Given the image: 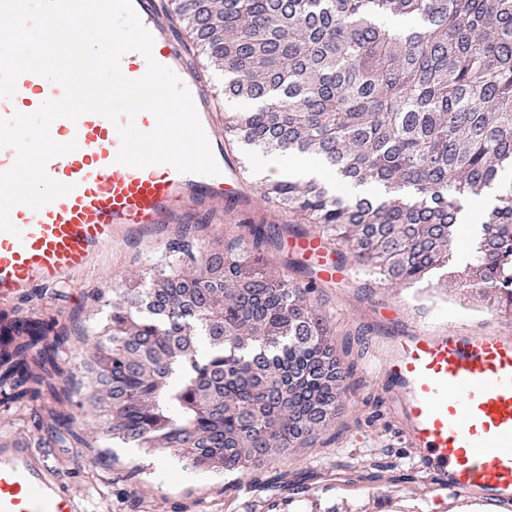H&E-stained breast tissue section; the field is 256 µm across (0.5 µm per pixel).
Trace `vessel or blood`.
<instances>
[{"label": "vessel or blood", "instance_id": "obj_1", "mask_svg": "<svg viewBox=\"0 0 512 512\" xmlns=\"http://www.w3.org/2000/svg\"><path fill=\"white\" fill-rule=\"evenodd\" d=\"M153 37L151 57L131 51L120 60L130 79L149 61L171 69L192 96L219 175L182 174L167 164L134 168L117 163L120 138L107 118L88 113L55 120L59 143L74 152L50 159L48 174L71 185L69 194L34 210L19 204L10 218L16 233L0 232V306L10 307L36 289L72 281L118 239L203 220L241 204L243 180L224 151L220 115L211 90L192 62L188 45L157 0H133ZM63 95L61 86L22 74L12 98H0V118L30 114ZM380 375L397 398L401 434L419 452L437 491L512 506V333L418 330L386 350ZM88 493L70 480L47 448L9 418L0 419V512H88Z\"/></svg>", "mask_w": 512, "mask_h": 512}]
</instances>
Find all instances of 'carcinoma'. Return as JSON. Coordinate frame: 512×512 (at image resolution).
<instances>
[{
	"label": "carcinoma",
	"instance_id": "carcinoma-1",
	"mask_svg": "<svg viewBox=\"0 0 512 512\" xmlns=\"http://www.w3.org/2000/svg\"><path fill=\"white\" fill-rule=\"evenodd\" d=\"M178 11L224 66V95L257 102L224 134L383 188L347 197L290 177L265 199L336 237L337 262L383 285L448 268L463 203L512 168V0H178ZM246 228L249 246L178 236L145 287L113 289L101 333L75 337L56 312L0 316V394L34 409L36 447L74 443L99 462L112 439L220 475L287 459L328 430L352 366L314 281L271 275L256 251L274 236ZM461 276L512 306V190L473 215ZM75 341L94 372L81 398L60 362ZM77 409L95 426L74 428Z\"/></svg>",
	"mask_w": 512,
	"mask_h": 512
}]
</instances>
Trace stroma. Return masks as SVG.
<instances>
[{
	"label": "stroma",
	"mask_w": 512,
	"mask_h": 512,
	"mask_svg": "<svg viewBox=\"0 0 512 512\" xmlns=\"http://www.w3.org/2000/svg\"><path fill=\"white\" fill-rule=\"evenodd\" d=\"M225 146L240 163L248 194L257 197L248 217L278 235L277 244L266 248L267 265L282 270L284 259L298 257L290 243L305 223L260 198L264 179L253 164L255 149L231 137ZM177 233L173 226L123 238L73 284L38 289L12 312L56 310L74 326L102 328L113 288L144 286L146 273L168 254ZM316 297L335 331L338 352L354 363L352 387L325 435L293 457L272 459L259 469L249 466L230 475L191 469L169 481L156 480L154 458L142 448L104 443V461L95 464L84 449L55 447L53 455L68 476L86 485L90 512H494L467 500L449 506L433 501L429 472L402 440L394 396L376 368L404 327L435 331L466 324L496 332L512 327V309L474 289L383 286L359 273L319 283ZM135 469L139 477L129 479Z\"/></svg>",
	"instance_id": "1"
}]
</instances>
